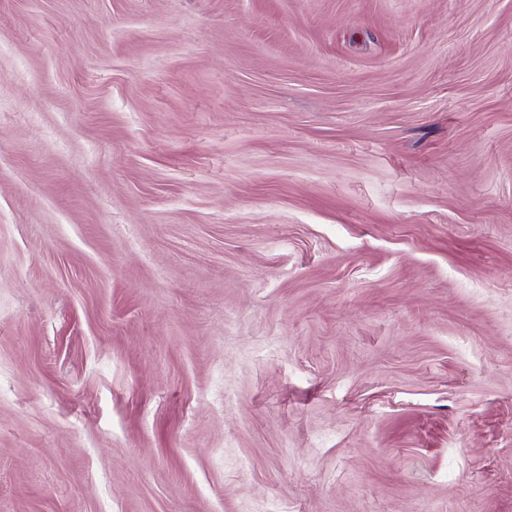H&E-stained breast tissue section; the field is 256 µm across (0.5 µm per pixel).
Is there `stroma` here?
<instances>
[{
	"label": "stroma",
	"instance_id": "stroma-1",
	"mask_svg": "<svg viewBox=\"0 0 512 512\" xmlns=\"http://www.w3.org/2000/svg\"><path fill=\"white\" fill-rule=\"evenodd\" d=\"M0 512H512V0H0Z\"/></svg>",
	"mask_w": 512,
	"mask_h": 512
}]
</instances>
